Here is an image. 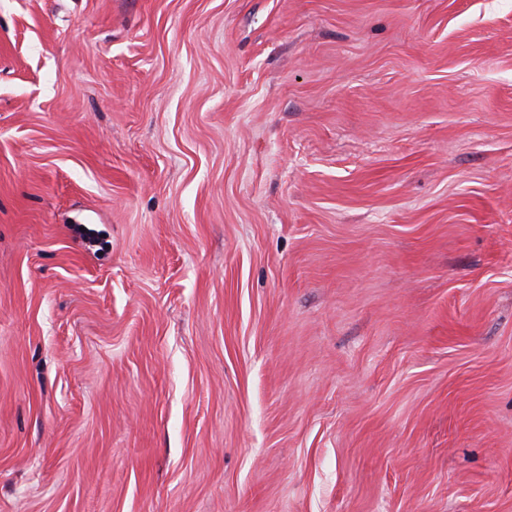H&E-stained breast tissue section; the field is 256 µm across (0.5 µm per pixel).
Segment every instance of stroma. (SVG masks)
Listing matches in <instances>:
<instances>
[{
    "label": "stroma",
    "mask_w": 512,
    "mask_h": 512,
    "mask_svg": "<svg viewBox=\"0 0 512 512\" xmlns=\"http://www.w3.org/2000/svg\"><path fill=\"white\" fill-rule=\"evenodd\" d=\"M0 512H512V0H0Z\"/></svg>",
    "instance_id": "1"
}]
</instances>
